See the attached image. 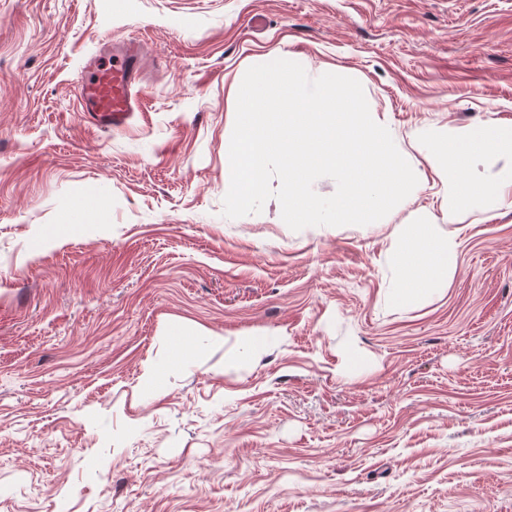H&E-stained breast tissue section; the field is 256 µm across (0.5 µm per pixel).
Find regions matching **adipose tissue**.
Wrapping results in <instances>:
<instances>
[{"instance_id": "1", "label": "adipose tissue", "mask_w": 512, "mask_h": 512, "mask_svg": "<svg viewBox=\"0 0 512 512\" xmlns=\"http://www.w3.org/2000/svg\"><path fill=\"white\" fill-rule=\"evenodd\" d=\"M512 154V127L485 124L452 130L448 133L445 159H430L437 178L448 188L443 219L456 223L459 202L485 196L499 202L512 200V168L504 170L494 183L472 182L466 185L452 181V174L464 165L488 154ZM407 249L393 254L392 261L402 272V286L394 295L396 303L406 304L423 296L447 278L456 268L457 249L454 240L435 236L424 224H410L405 229Z\"/></svg>"}]
</instances>
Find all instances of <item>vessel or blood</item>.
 Wrapping results in <instances>:
<instances>
[{"mask_svg": "<svg viewBox=\"0 0 512 512\" xmlns=\"http://www.w3.org/2000/svg\"><path fill=\"white\" fill-rule=\"evenodd\" d=\"M140 83V53L134 43L84 67L76 87L84 122L96 129L127 126L141 107Z\"/></svg>", "mask_w": 512, "mask_h": 512, "instance_id": "b4317fda", "label": "vessel or blood"}]
</instances>
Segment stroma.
Masks as SVG:
<instances>
[{"instance_id":"stroma-1","label":"stroma","mask_w":512,"mask_h":512,"mask_svg":"<svg viewBox=\"0 0 512 512\" xmlns=\"http://www.w3.org/2000/svg\"><path fill=\"white\" fill-rule=\"evenodd\" d=\"M130 40L142 110L89 128L80 73ZM274 58L362 84L412 199L223 216L230 86ZM488 122L512 0H0V512H512V206L442 222L428 163ZM407 224L458 258L400 306Z\"/></svg>"}]
</instances>
